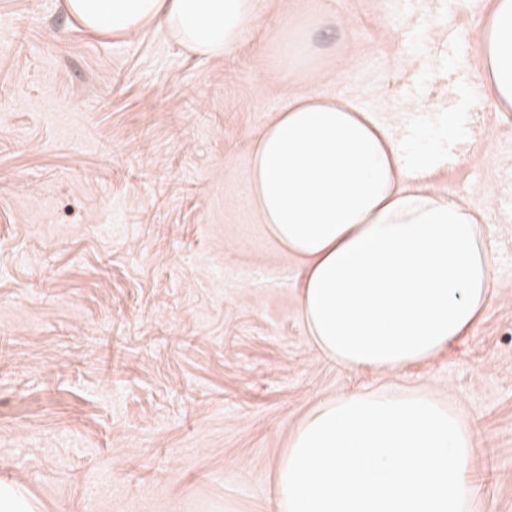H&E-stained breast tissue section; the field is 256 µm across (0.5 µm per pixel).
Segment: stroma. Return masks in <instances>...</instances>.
Here are the masks:
<instances>
[{
	"mask_svg": "<svg viewBox=\"0 0 512 512\" xmlns=\"http://www.w3.org/2000/svg\"><path fill=\"white\" fill-rule=\"evenodd\" d=\"M63 2L0 0V478L40 512H275L313 405L427 391L474 432L477 512H512V112L475 79L488 0H262L266 25L217 58L153 27L92 34ZM295 27L317 51L283 76ZM462 86L475 132L430 186L485 216L489 309L427 362L338 366L249 205L254 141L303 95L422 130Z\"/></svg>",
	"mask_w": 512,
	"mask_h": 512,
	"instance_id": "obj_1",
	"label": "stroma"
}]
</instances>
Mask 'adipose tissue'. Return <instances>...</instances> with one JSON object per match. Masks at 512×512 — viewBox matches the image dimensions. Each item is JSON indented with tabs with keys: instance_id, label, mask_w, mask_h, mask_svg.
<instances>
[{
	"instance_id": "ef3b65f1",
	"label": "adipose tissue",
	"mask_w": 512,
	"mask_h": 512,
	"mask_svg": "<svg viewBox=\"0 0 512 512\" xmlns=\"http://www.w3.org/2000/svg\"><path fill=\"white\" fill-rule=\"evenodd\" d=\"M92 34L164 29L187 53L221 57L265 22L261 0H65ZM498 110L512 109V0H491L476 42ZM465 103L426 142L344 99L300 97L259 133L250 201L305 266L307 333L351 368L396 372L433 358L487 312L494 259L481 213L430 190Z\"/></svg>"
}]
</instances>
